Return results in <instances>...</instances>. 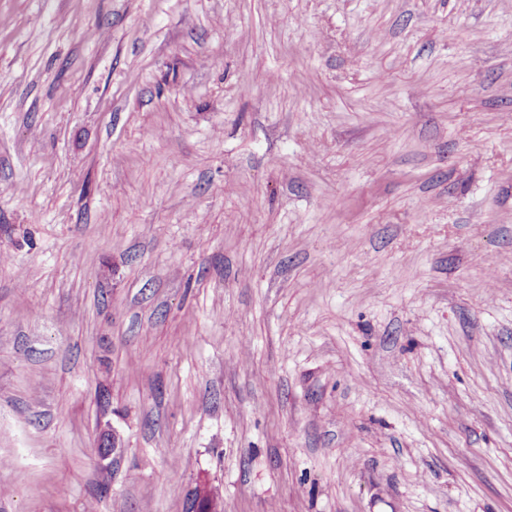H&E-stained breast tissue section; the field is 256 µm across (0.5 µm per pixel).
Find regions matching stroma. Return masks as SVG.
<instances>
[{"instance_id":"stroma-1","label":"stroma","mask_w":512,"mask_h":512,"mask_svg":"<svg viewBox=\"0 0 512 512\" xmlns=\"http://www.w3.org/2000/svg\"><path fill=\"white\" fill-rule=\"evenodd\" d=\"M1 457L0 512H512V0H0Z\"/></svg>"}]
</instances>
